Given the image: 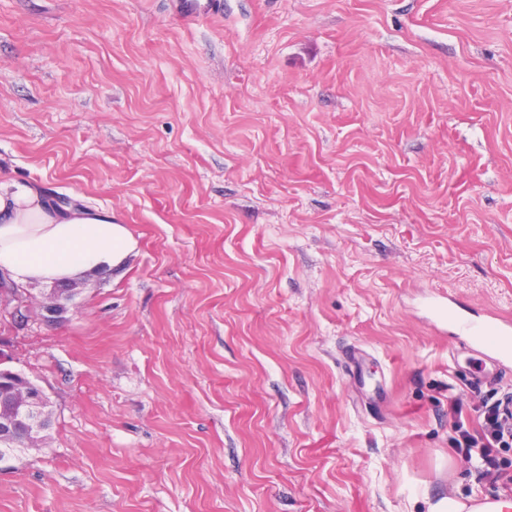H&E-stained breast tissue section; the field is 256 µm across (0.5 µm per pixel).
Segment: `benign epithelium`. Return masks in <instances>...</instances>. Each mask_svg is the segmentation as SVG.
Segmentation results:
<instances>
[{
	"instance_id": "1",
	"label": "benign epithelium",
	"mask_w": 512,
	"mask_h": 512,
	"mask_svg": "<svg viewBox=\"0 0 512 512\" xmlns=\"http://www.w3.org/2000/svg\"><path fill=\"white\" fill-rule=\"evenodd\" d=\"M68 297L67 289L60 288L50 296V301L42 304L46 311L45 321L52 322L65 311L58 303ZM0 380L10 387V411L0 416V443H9L22 437L25 447L34 449L39 433L46 427V417L42 408L47 402L45 390L32 382L24 374L10 368L0 367Z\"/></svg>"
}]
</instances>
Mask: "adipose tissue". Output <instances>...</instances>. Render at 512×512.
<instances>
[{"label": "adipose tissue", "instance_id": "obj_1", "mask_svg": "<svg viewBox=\"0 0 512 512\" xmlns=\"http://www.w3.org/2000/svg\"><path fill=\"white\" fill-rule=\"evenodd\" d=\"M139 241L114 212L71 203L54 206L35 183L0 182V270L20 284L54 285L114 271Z\"/></svg>", "mask_w": 512, "mask_h": 512}]
</instances>
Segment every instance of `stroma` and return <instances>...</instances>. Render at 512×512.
<instances>
[{
	"instance_id": "1",
	"label": "stroma",
	"mask_w": 512,
	"mask_h": 512,
	"mask_svg": "<svg viewBox=\"0 0 512 512\" xmlns=\"http://www.w3.org/2000/svg\"><path fill=\"white\" fill-rule=\"evenodd\" d=\"M0 0V181L119 214L128 268L0 308L53 425L0 512H430L485 478L512 321V0ZM496 382L480 383L484 371ZM435 309L438 314L455 324L461 336H467L479 346L495 356H509L512 354V326L502 325L495 318L485 319L480 324H474L459 310H454L447 302L436 301ZM484 425L480 432L471 434L464 427L463 422H459L456 426V432L460 433L465 443V448H482L484 457L487 458L491 469L485 471L486 477L497 481L501 477L499 466L494 459L490 458L493 448H511L512 447V426L507 424L512 412L508 406H503L502 401L495 404L485 406Z\"/></svg>"
}]
</instances>
